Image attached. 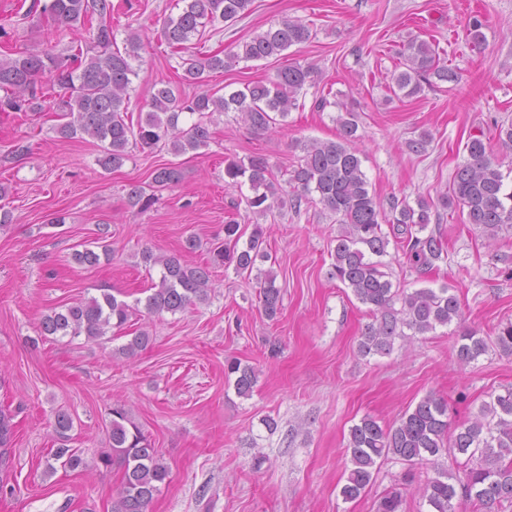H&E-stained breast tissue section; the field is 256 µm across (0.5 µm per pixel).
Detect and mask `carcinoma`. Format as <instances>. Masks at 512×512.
<instances>
[{
  "label": "carcinoma",
  "instance_id": "obj_1",
  "mask_svg": "<svg viewBox=\"0 0 512 512\" xmlns=\"http://www.w3.org/2000/svg\"><path fill=\"white\" fill-rule=\"evenodd\" d=\"M182 11L163 25V36L173 49L182 69L181 79L201 84L206 71L220 72L241 61L264 60L278 56L311 38L309 27L298 19L284 18L278 24L237 45V51H216L203 57L188 45L194 35L204 36L207 25L234 23L250 11L252 0H183ZM41 13L48 14L64 26L99 23L90 28V45L77 49L65 59L53 48L25 50L13 57L0 58V109L13 112H55L62 123L56 131L63 138L88 136L101 143L99 166L106 170L121 167L131 158L130 147L142 151L166 146L175 155L207 146L211 139L208 118L213 114L234 112L252 130L267 131L285 120L298 103V95L313 81L314 70L292 62L278 69L266 80L248 83L241 89L219 95L203 90L191 98L180 96L178 89L163 86L151 95L152 111L146 118L132 123L128 116L132 77L137 71L132 62L140 58L143 44L139 34L130 32L125 47H115L112 33L111 0H46ZM404 70L393 76L403 96L413 98L433 80L454 82L455 71L441 61L431 44L409 39L401 50ZM62 93L52 96L38 90L37 82ZM197 116L186 126L182 115ZM339 133L335 141L300 142L302 156L289 172L287 183L292 191L270 180L271 165L262 154L246 158L224 159V185L231 189L249 186L252 195L246 204L252 213L265 216L284 207L287 202L298 206L312 196L338 217L341 231L335 238L331 278L349 288L372 316L360 336L358 351L363 356H388L398 340L408 338L407 331L424 335L439 326L462 320L459 297L452 289L418 288L411 292L392 288L383 263L372 260L387 254L389 237L405 250L410 263L422 278H429L443 253L442 237L421 235L431 222L434 206L459 211L466 223L477 226L489 239L499 232L512 230V183L501 171L490 145L482 136L466 143L467 157L452 176L448 189L437 202L419 198L416 205L408 201H391L390 212L369 190L362 169L360 136L354 114L347 111L337 118ZM180 170L175 166L157 169L152 182L159 187L177 183ZM154 196L144 187L133 185L127 203L140 212L148 209ZM390 226L391 233L382 225ZM238 221L224 224V241L210 250L204 265H188L176 255H157L144 250L141 261L161 268L159 281L152 285L144 303L147 313L176 315L209 299L211 269L234 267L237 273H252L257 259L269 260L263 248L264 230L255 225L246 241ZM101 251L83 247L74 250L73 260L82 266L95 267L110 260L107 245ZM273 270L256 275L259 299L265 316L273 319L282 306L281 288L276 286ZM139 312L135 306L103 288L92 296L60 310H52L41 321L40 335L96 341L104 337L126 343L113 349V355L131 358L147 348L152 340L148 330H128L131 317ZM512 353V322L498 327L495 337L482 336L473 329L456 334L457 359L471 363L484 355L489 344ZM225 376L234 377V388L241 397L252 394L257 382L255 369L239 360L227 362ZM110 451L101 455L106 468L122 471V480L112 500V512H148L149 505L169 484L170 471L155 448L154 442L134 421L122 405L112 407ZM14 415L0 408V468L8 458L14 436ZM73 418L66 411L54 415L53 431L59 446L54 459L65 468L83 465L82 458L69 448L68 432ZM350 466L347 467L341 496L345 501L358 499L372 484L379 464L396 460L413 470L429 465L435 476L417 488L427 512H457L468 505L473 512H483L504 501L512 503V387L484 403L476 415L461 422L448 419V404L435 395H427L400 420L387 428L371 416H365L350 428L347 443ZM465 457V478L454 479L448 468L439 464L444 453Z\"/></svg>",
  "mask_w": 512,
  "mask_h": 512
}]
</instances>
